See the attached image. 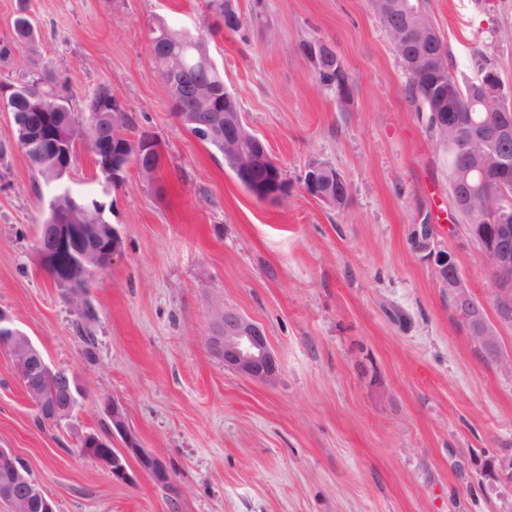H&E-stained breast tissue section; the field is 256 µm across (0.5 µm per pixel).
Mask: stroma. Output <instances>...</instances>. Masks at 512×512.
Wrapping results in <instances>:
<instances>
[{
    "instance_id": "stroma-1",
    "label": "stroma",
    "mask_w": 512,
    "mask_h": 512,
    "mask_svg": "<svg viewBox=\"0 0 512 512\" xmlns=\"http://www.w3.org/2000/svg\"><path fill=\"white\" fill-rule=\"evenodd\" d=\"M237 5L242 30L209 36V53L283 170L290 190L279 202L253 197L171 112L146 27L203 30L205 0H0V46L11 48L0 86L47 62L80 112L109 85L125 134L151 132L164 153L155 181L131 167L113 189L82 145L65 177L103 204L120 238L89 292L97 319L87 343L34 251L52 189L36 185L12 145V115L0 111V307L84 389L71 417L38 426L0 350V448L56 512H512V488L476 468L512 453V379L475 354L449 312L411 240L419 215H431L436 245L488 309L490 274L371 0ZM22 11L31 49L11 43ZM427 13L459 83L488 65L512 95V0H427ZM309 37L332 42L345 63L348 108L299 52ZM314 162L347 181L345 210L304 189ZM224 303L265 329L281 364L274 385L225 370L210 352V311ZM111 397L170 485L112 479L80 454L82 434L106 433Z\"/></svg>"
}]
</instances>
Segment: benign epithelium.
Wrapping results in <instances>:
<instances>
[{"label":"benign epithelium","mask_w":512,"mask_h":512,"mask_svg":"<svg viewBox=\"0 0 512 512\" xmlns=\"http://www.w3.org/2000/svg\"><path fill=\"white\" fill-rule=\"evenodd\" d=\"M387 11L400 19L403 30H417L421 37L413 41L399 36L394 47L407 66L416 63V57L436 59L434 48L437 32L418 26V15L406 0L387 6ZM224 31L234 32L243 27L235 0H224ZM299 51L313 65L316 76L336 75V103L351 105L350 80L343 78L347 68L332 43L311 37L302 40ZM193 111L179 118L180 124H193L208 131L224 128V160L231 166L237 181L250 188V193L264 201L275 202L286 196L288 183L280 165L272 158L265 141L249 130L242 113L236 110L235 97L224 95V111L213 106L210 84L199 82L192 90ZM43 123L37 127L20 125L14 146L21 151H38L54 163V168L69 173L70 165H61L57 158L68 153L74 145L68 129L57 124L48 112L42 113ZM435 127L440 134H448L442 144L462 156L456 183H469L473 176L485 178L489 174L506 177L512 174V159L500 153L495 144L512 140V120L504 117L491 130L464 122L460 114L450 110L434 113ZM150 162L140 167L143 177L153 180L159 169L162 154L157 140L149 138L141 144ZM331 173L323 163L308 166L304 183L307 193L323 205L336 209L340 197L325 188ZM497 224H469L470 237L479 244L481 258L487 265L492 280V298L497 324H492L484 305L478 302L463 281L453 253L433 246L436 226L428 222L416 224L412 231L415 249L426 253L436 281L448 289V309L474 351L491 361L505 377L512 379V354L502 350L496 325H512V217L506 208L498 212ZM120 242L116 229L110 224H93L69 219L58 225V234L50 242L40 239L36 251L41 265L51 273L53 282L68 289L66 303L72 309L84 311L90 306L89 284L95 272L108 267L119 253ZM213 335L208 337L211 351L224 363V369L265 385L276 383L280 362L271 349L265 330L237 308L224 305L211 313ZM0 350L9 353L19 370L20 380L27 392L39 399L41 414L57 421L70 416L79 406L81 388L76 378L66 370L54 369L40 351L15 323L13 315L0 308ZM55 379V391L48 398L34 383V376ZM106 410L112 423L107 439L97 433H85L80 438L83 454L104 466L112 478L128 480L130 462L137 463L139 471L157 484L171 482V474L164 462L143 448L138 433L131 427L126 411L116 399L107 401ZM121 439V447H112L114 436ZM479 473L492 483L512 486V454L491 456L478 464ZM0 502L10 506V512H55L54 501L19 469L0 481Z\"/></svg>","instance_id":"benign-epithelium-1"}]
</instances>
